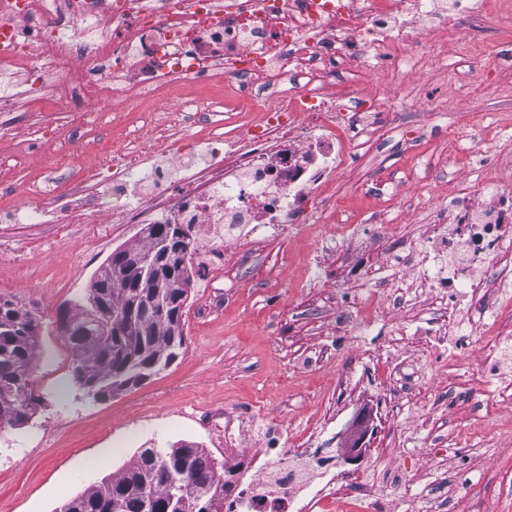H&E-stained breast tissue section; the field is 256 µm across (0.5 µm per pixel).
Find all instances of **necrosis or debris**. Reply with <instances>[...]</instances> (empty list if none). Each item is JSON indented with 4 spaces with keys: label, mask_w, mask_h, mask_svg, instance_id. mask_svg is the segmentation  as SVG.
<instances>
[{
    "label": "necrosis or debris",
    "mask_w": 512,
    "mask_h": 512,
    "mask_svg": "<svg viewBox=\"0 0 512 512\" xmlns=\"http://www.w3.org/2000/svg\"><path fill=\"white\" fill-rule=\"evenodd\" d=\"M512 21L489 0H5L0 7V103H47L65 113L73 140L86 132L91 105L126 112L159 100L179 83L192 86L164 152L185 163L194 128L208 109L197 89L224 87L227 129L205 143L207 159L190 174L160 184L154 169L121 153L112 157L113 194L141 197L116 212L117 224H187L189 257L224 263L225 243L258 224H316L336 207V184L348 160L368 154L385 125L411 141L419 129L352 107L335 91L382 69L381 87L405 95L417 75L424 32L438 40L462 27ZM476 148L491 159L482 200L449 189L450 202L427 231L435 266L406 287L439 288L449 311L477 316L475 351L449 353L457 383L481 392L497 379L493 401L512 397V324L501 303L512 286V185L502 183L497 138ZM246 488L224 494V512H313L335 457L317 448H265Z\"/></svg>",
    "instance_id": "obj_1"
}]
</instances>
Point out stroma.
<instances>
[{
    "label": "stroma",
    "instance_id": "35a3bbf8",
    "mask_svg": "<svg viewBox=\"0 0 512 512\" xmlns=\"http://www.w3.org/2000/svg\"><path fill=\"white\" fill-rule=\"evenodd\" d=\"M479 50L476 70H451L461 47ZM495 79L488 94L485 78ZM406 121L423 131L407 145L385 135L378 153L353 161L337 189L351 210L350 240L338 224H291L278 236L226 244L224 270L194 272L183 309V348L171 366L141 384L91 401L76 385L75 353L59 329L67 302L85 295L113 250L137 243L139 224H114L123 200L103 193L98 224H44L69 184L105 166V154L149 146L147 165L176 180L181 168L161 150L165 120L180 92L154 113L96 106L89 130L97 149L71 142L60 112H0V299L37 313L32 389L38 407L21 429L0 430V512H59L63 503L120 474L146 448L182 442L226 468H245L274 429L284 448L335 453L338 437L363 408L373 431L360 461L371 504L347 489V512H512V401L495 421L482 401L448 374L424 332L444 311L431 295L423 310L353 319L367 305L370 278L396 286L408 252L421 250L430 209L463 184L479 193L484 159L476 149L444 163L460 132L512 128V30H462L446 60L425 58L408 90ZM394 179L412 198L398 230L382 234L372 183ZM470 428L466 439L453 427Z\"/></svg>",
    "mask_w": 512,
    "mask_h": 512
}]
</instances>
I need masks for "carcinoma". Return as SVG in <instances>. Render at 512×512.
Wrapping results in <instances>:
<instances>
[{"label":"carcinoma","mask_w":512,"mask_h":512,"mask_svg":"<svg viewBox=\"0 0 512 512\" xmlns=\"http://www.w3.org/2000/svg\"><path fill=\"white\" fill-rule=\"evenodd\" d=\"M189 224H149L142 240L112 252L95 272L80 299L60 312L61 327L76 354L74 379L87 397L97 401L140 383L169 367L183 339L153 313L129 311L133 279L113 272L131 253L151 251L157 240L169 239L176 252L173 265L191 270ZM188 289L172 288L169 310L182 315ZM102 302L112 309L117 326L102 338L88 320V305ZM30 313L11 301L0 300V428L21 429L35 414L37 399L31 387L37 331H26ZM182 485L197 501L194 512H223L224 464L203 449L182 443L168 450L145 448L122 473L67 501L61 512H183L173 485Z\"/></svg>","instance_id":"1"}]
</instances>
